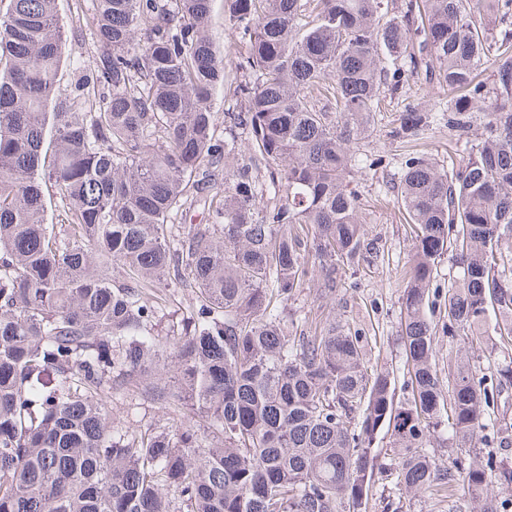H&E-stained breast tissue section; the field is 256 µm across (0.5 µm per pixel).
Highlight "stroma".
<instances>
[{
	"mask_svg": "<svg viewBox=\"0 0 512 512\" xmlns=\"http://www.w3.org/2000/svg\"><path fill=\"white\" fill-rule=\"evenodd\" d=\"M444 93L424 78H411L408 92L396 95L386 110L374 117V132L365 148L382 155L380 167H355L351 186L359 196L368 237L375 245L363 259L346 263L341 286L336 291L333 316L348 322L362 336L370 365L388 370L395 400L404 403L411 396L409 374L400 340V306L405 283L401 270L408 259L411 226L397 202L398 168L402 145L387 140L385 133L397 112L405 105L426 100H442ZM494 422L489 438L479 452L451 447L447 437H432L426 449L439 466L451 470L468 466L474 456L492 461L494 466L512 467V395L497 407L487 409ZM376 456L373 479L361 512H469L466 490L434 495L401 489L390 469L397 453L391 431L380 430L373 441Z\"/></svg>",
	"mask_w": 512,
	"mask_h": 512,
	"instance_id": "35a3bbf8",
	"label": "stroma"
}]
</instances>
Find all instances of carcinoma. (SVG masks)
Masks as SVG:
<instances>
[{
  "label": "carcinoma",
  "mask_w": 512,
  "mask_h": 512,
  "mask_svg": "<svg viewBox=\"0 0 512 512\" xmlns=\"http://www.w3.org/2000/svg\"><path fill=\"white\" fill-rule=\"evenodd\" d=\"M214 2L93 0L86 60L67 56L58 0L0 12V512H360L381 427L408 492L441 491L438 428L457 448L485 438L486 374L460 351L443 378L425 304L452 253L448 335L469 345L491 310L512 341V0H224L244 47L227 125ZM421 69L446 112L410 106L388 139L442 122L464 149L401 163L397 405L348 324L287 302L328 303L368 250L356 151ZM193 206L207 223L180 222ZM117 394L179 421L127 426ZM453 480L473 512L512 490L479 457ZM318 302L315 299L313 288H304V290L291 300H288V312L295 316L313 314L316 312ZM310 311L312 313H310Z\"/></svg>",
  "instance_id": "1"
}]
</instances>
